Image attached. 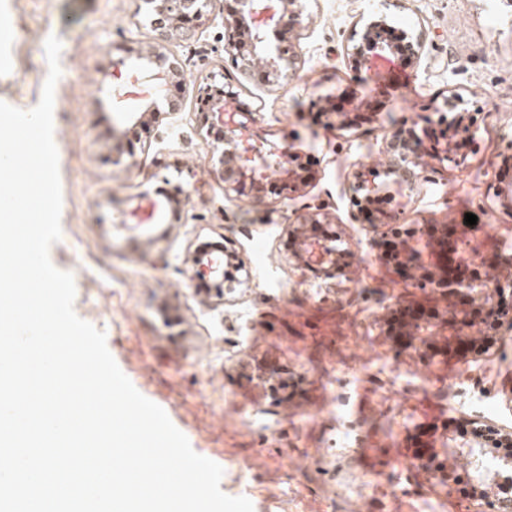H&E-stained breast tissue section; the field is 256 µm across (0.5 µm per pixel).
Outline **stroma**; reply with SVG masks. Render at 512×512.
<instances>
[{"label": "stroma", "instance_id": "1", "mask_svg": "<svg viewBox=\"0 0 512 512\" xmlns=\"http://www.w3.org/2000/svg\"><path fill=\"white\" fill-rule=\"evenodd\" d=\"M214 0L193 37L158 40L144 0H0V102L35 107L48 74L45 41L62 43L55 87L62 237L50 259L74 278V310L106 334L123 373L160 405L193 450L223 469L221 490L254 512H491L428 478L417 440L449 466L474 469L450 419L512 431V323L487 351L432 355L388 334L392 310L419 303L461 317L460 298L403 278L371 239L392 227L359 218L358 171L377 175L400 224L455 227L458 258L493 257L512 243V10L500 0H302V22L270 39L293 52V81L272 84L238 69L225 51ZM385 16L396 33L422 35L418 63L379 72L345 53L354 28ZM177 60L168 95L180 112L126 132L134 101L107 92L117 60L154 48ZM228 82L252 110V129L292 147L300 190L269 174L265 199L225 194L221 145L200 122L199 86ZM474 110L473 144L446 159L430 151L409 189L386 172L391 125L447 123L444 99ZM336 105L348 126L318 112ZM167 196L162 231L130 229L143 197ZM324 206L346 254L343 272L315 276L293 256L291 211ZM478 217L465 224L466 214ZM224 244L246 274L233 293L200 295L192 257L202 239ZM287 388H278V381ZM492 412L484 413L479 403Z\"/></svg>", "mask_w": 512, "mask_h": 512}]
</instances>
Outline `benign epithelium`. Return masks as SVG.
Wrapping results in <instances>:
<instances>
[{
	"label": "benign epithelium",
	"mask_w": 512,
	"mask_h": 512,
	"mask_svg": "<svg viewBox=\"0 0 512 512\" xmlns=\"http://www.w3.org/2000/svg\"><path fill=\"white\" fill-rule=\"evenodd\" d=\"M234 10L225 17V27L230 30L227 48L232 52L237 66L245 71L260 70L269 82L293 78L298 70V58L285 57V53L268 39V31H291L301 24L300 0H235ZM155 18L152 25L160 35L165 37L172 29H178L185 37L194 34L193 21L203 17L199 0H155ZM386 26L384 19L372 20L360 30L354 31L352 44L348 48L356 63L367 65L374 59L399 53L397 65L406 67L421 58L423 42L421 36H405L404 41L390 45L377 37L379 29ZM178 73L176 63L169 61L164 53L154 49L138 55V62L128 65L125 61L113 64L112 84L109 92L120 99L128 96L139 101L140 110L125 113L126 131L131 132L145 124L146 113L160 112L159 104H164L167 111L176 112L179 104L163 95L164 87L171 76ZM237 92L233 86H211L203 94L206 104L205 119L210 122L208 133L215 135L218 142L224 144V151L219 158L222 167L221 176L227 191L241 193L245 183H250L254 198L262 201L263 173L273 169L285 176L291 171L285 166L281 153L267 150L264 143L254 134L249 123L254 121L252 113L241 108H224V102L234 101ZM424 149L422 141L409 129L398 126L391 128L386 135V153L388 172L403 180L410 188H415L419 179V154ZM131 221L145 232L161 219V205L149 199L130 212ZM442 261L432 269H423V275L432 278L436 287L452 294L459 288H465L478 297L493 293L503 295L512 288V279L498 280L487 278L473 279L467 275L448 277V234L438 242ZM336 248L317 239L307 237L300 242L299 256L304 265L329 264L334 261ZM196 277L212 281L217 287L224 285V260L218 256L205 262L194 264ZM444 323L439 314L423 308L408 310L406 320L399 334L411 337L412 341L424 342L421 331L438 327ZM416 464L432 471L434 478L451 489L456 487L452 470L443 464L435 463V456L426 447H418L413 452Z\"/></svg>",
	"instance_id": "benign-epithelium-1"
}]
</instances>
